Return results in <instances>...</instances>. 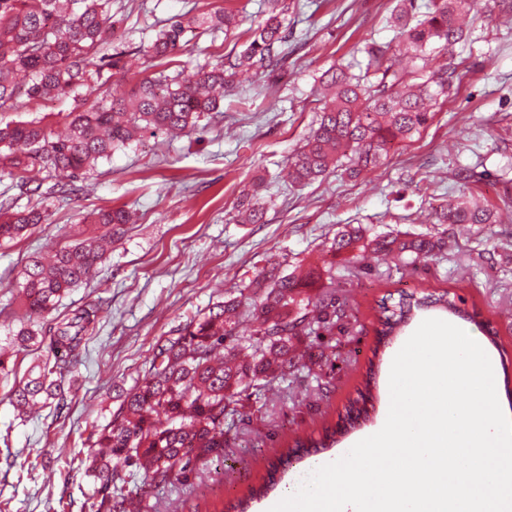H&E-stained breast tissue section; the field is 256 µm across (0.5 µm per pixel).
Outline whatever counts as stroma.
<instances>
[{"label":"stroma","instance_id":"obj_1","mask_svg":"<svg viewBox=\"0 0 512 512\" xmlns=\"http://www.w3.org/2000/svg\"><path fill=\"white\" fill-rule=\"evenodd\" d=\"M112 48L139 53L129 71L104 75L115 96L127 95L153 69L144 51L149 26L188 11H238L234 33L203 35L188 45L186 66L210 52L231 50L261 19L265 0H118ZM290 37L281 71L242 74L224 110L205 117L203 132L177 139L164 133L117 150L84 180L75 199L39 203L43 214L22 238L0 244V339L14 325L19 271L26 257L94 235L85 218L101 208L122 207L134 222L115 239L94 281L66 294L63 314L89 303L100 308L87 355L65 388L61 410L19 416L0 382V512H86L92 489L69 460L86 454L92 425L106 423L118 407L117 388L133 385L149 366L159 337L200 310L243 287L255 273L281 264L309 271L308 291L335 285L349 312L325 337L326 361L303 357L294 374L277 379L266 412L237 422L221 459L193 463L186 478L155 492V512H220L223 504L259 485L296 434L334 426L356 398L385 309L402 300L447 290L461 316L434 307L413 309L387 347L368 420L325 450L328 458L352 447L386 418L392 360L420 323L446 319L469 335H496L498 399L512 418V15L486 8L457 44L453 56L438 44L424 57L434 69L459 62L458 78L438 96L430 125L390 149L373 172L352 179L341 173L305 187L280 175L287 159L316 126V86L331 66L365 72L369 46L397 44L392 23L398 0H287ZM471 168V195L494 207L495 221L459 234L445 227L446 245L406 271L386 264L355 269L331 251L344 225L376 232H428L432 213L459 195L458 168ZM263 183L262 223L234 219L240 201Z\"/></svg>","mask_w":512,"mask_h":512}]
</instances>
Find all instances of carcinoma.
I'll use <instances>...</instances> for the list:
<instances>
[{
	"label": "carcinoma",
	"instance_id": "cac0c4a2",
	"mask_svg": "<svg viewBox=\"0 0 512 512\" xmlns=\"http://www.w3.org/2000/svg\"><path fill=\"white\" fill-rule=\"evenodd\" d=\"M265 17L249 37L226 54H212L185 73L179 57L188 46L185 35L236 29L235 13L177 15L154 30L149 53L160 70L143 78L120 98H109L104 68L123 69L125 54L107 53L113 0H0V111L21 105L34 107L45 100L71 97L77 105L63 114L67 132L53 137L44 118L0 125V162L15 180L20 195L67 198L79 191L77 182L112 151L140 141L156 130L175 137L203 129L200 121L221 109L224 94L247 70L271 74L280 69L288 40L285 6L268 0ZM414 0H402L394 21L403 41L396 50L417 61L431 43L453 49L465 36L463 19L471 0H428L419 18L410 15ZM372 54L373 75H356L336 66L321 75L323 95L318 127L288 158V182L305 187L348 159L345 173L358 177L377 168L388 149L426 128L434 117V94L446 93L457 79L454 68L441 67L414 82V72L394 68L387 51ZM92 105H87L90 98ZM256 184L241 202V219L259 224L264 217ZM440 224H492L494 212L468 199L435 210ZM42 212L0 202V240L21 237L41 223ZM123 208L100 209L90 223L103 228L95 238L60 248L46 260L29 256L20 271L21 312L17 326L0 345V378L14 371L15 353L30 347L37 356L28 376L14 381L10 403L20 415L50 408L63 400L62 376L79 362L83 343L92 335L99 309L76 308L40 329L35 319L55 308L71 289L88 280L106 259L114 237L131 223ZM440 238L408 232L371 233L347 226L336 233L332 248L351 255L357 263L371 253L400 270L441 251ZM306 281L292 271L273 267L249 280L237 295L200 313L172 336H162L153 348L148 373L121 394L122 400L107 423L94 425L86 438L90 453L80 461L84 475L97 487L87 498V512H129L131 499L139 512H153L148 491L127 489L143 473L154 484H165L186 473L192 460L224 452V422L250 406L262 412L271 399L273 382L294 369L295 346L302 335L329 332L345 314L336 289L312 297ZM409 310L399 309L380 321L360 398L351 403L346 428L368 417L365 405L372 398V383L387 339L405 322ZM338 431L325 430L316 439L298 436L291 448L267 472L251 497L229 505L248 512L251 499L266 494L281 480L292 458L317 453L336 442Z\"/></svg>",
	"mask_w": 512,
	"mask_h": 512
}]
</instances>
